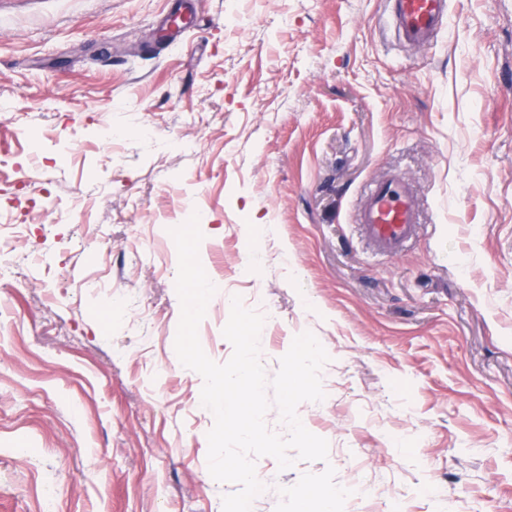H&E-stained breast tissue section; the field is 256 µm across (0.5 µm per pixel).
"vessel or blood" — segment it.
I'll use <instances>...</instances> for the list:
<instances>
[{"instance_id":"vessel-or-blood-1","label":"vessel or blood","mask_w":512,"mask_h":512,"mask_svg":"<svg viewBox=\"0 0 512 512\" xmlns=\"http://www.w3.org/2000/svg\"><path fill=\"white\" fill-rule=\"evenodd\" d=\"M386 22L396 37L412 46L437 39L448 24L450 0H386ZM357 230L378 254L400 255L421 230V202L404 176L374 177L356 210Z\"/></svg>"}]
</instances>
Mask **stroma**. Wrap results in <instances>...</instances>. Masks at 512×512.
<instances>
[{
    "instance_id": "1",
    "label": "stroma",
    "mask_w": 512,
    "mask_h": 512,
    "mask_svg": "<svg viewBox=\"0 0 512 512\" xmlns=\"http://www.w3.org/2000/svg\"><path fill=\"white\" fill-rule=\"evenodd\" d=\"M384 0H0V512H223L204 380L174 349L198 212L225 363L232 297L330 356L303 425L348 512H512V0H450L398 41ZM417 187L425 229L381 257L367 181Z\"/></svg>"
}]
</instances>
